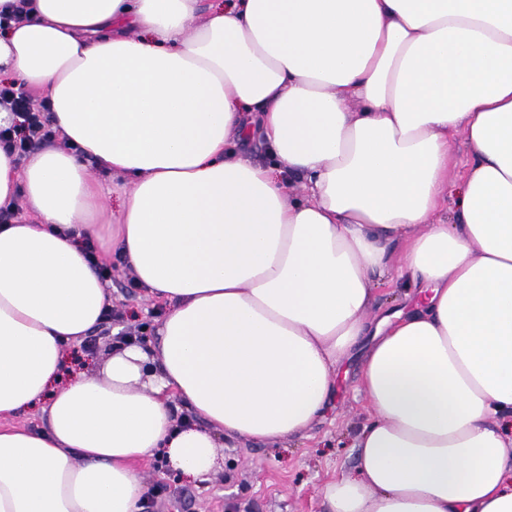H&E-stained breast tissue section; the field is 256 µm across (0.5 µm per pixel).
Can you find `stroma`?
<instances>
[{
  "instance_id": "obj_1",
  "label": "stroma",
  "mask_w": 512,
  "mask_h": 512,
  "mask_svg": "<svg viewBox=\"0 0 512 512\" xmlns=\"http://www.w3.org/2000/svg\"><path fill=\"white\" fill-rule=\"evenodd\" d=\"M111 264L108 289L119 318L91 332L75 350L93 357V374L112 349L107 332L134 331L144 323L156 327L163 312L159 302L130 287V271L121 258L112 257ZM361 360L357 350L340 366L330 407L305 437L277 445L225 439L217 468L197 482L184 481L155 460L143 462L142 483L158 490L150 507L155 512H326L320 489L354 465L355 437L372 418L357 387Z\"/></svg>"
}]
</instances>
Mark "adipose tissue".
<instances>
[{
    "label": "adipose tissue",
    "instance_id": "1",
    "mask_svg": "<svg viewBox=\"0 0 512 512\" xmlns=\"http://www.w3.org/2000/svg\"><path fill=\"white\" fill-rule=\"evenodd\" d=\"M27 7L0 78L57 139L0 147V209L25 208L0 224V512H141L147 455L195 481L219 437H303L361 344L373 418L327 512H512V0ZM86 238L166 307L94 377L68 357L110 303ZM388 272L414 304L376 310ZM42 401L47 429L10 425ZM470 154L468 146L463 135L459 134L452 144V163L450 168V176L458 178L465 173L466 165L469 161ZM96 178L104 185L106 191V202L112 208H117L125 194L131 189L127 182L120 179L112 181V177L105 176L102 173H97Z\"/></svg>",
    "mask_w": 512,
    "mask_h": 512
}]
</instances>
